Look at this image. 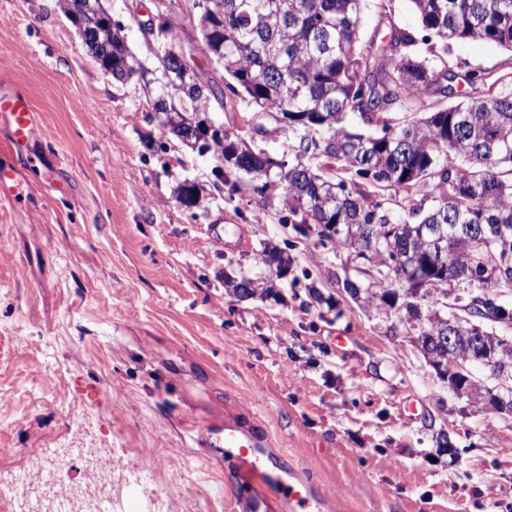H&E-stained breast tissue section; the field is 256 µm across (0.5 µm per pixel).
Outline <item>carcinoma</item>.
<instances>
[{"instance_id": "cac0c4a2", "label": "carcinoma", "mask_w": 512, "mask_h": 512, "mask_svg": "<svg viewBox=\"0 0 512 512\" xmlns=\"http://www.w3.org/2000/svg\"><path fill=\"white\" fill-rule=\"evenodd\" d=\"M363 0H209L210 11L224 14V27L206 55L222 47L225 88L204 79V95L190 100L179 84L162 78L152 109L162 100L183 104L187 115L224 106V91L268 116L279 114L288 126L285 167H263L255 150L234 134L213 139L207 150L225 160L223 183L235 189L230 175H246L253 191L264 196L269 182L288 187V213L302 236L303 224H337L333 233H316L320 243L346 249L372 267L370 287L345 279L353 298L391 302L393 293L427 275L454 279L472 276L484 294L507 289L504 281L484 277L483 240L494 237L492 252L512 260V71L483 79L449 57L453 42L495 43L512 52V0H409L418 18L415 28L391 24L383 35L364 42L360 36ZM95 60H103L112 78H138L149 84L148 70L130 51L125 28L104 25L100 39L85 43ZM464 87V99L440 101ZM394 112L416 114L390 123ZM373 186L403 195L406 216L388 199L365 191ZM423 191L420 199L412 197ZM361 224L353 236L348 225ZM443 225L448 241L436 244ZM444 248L447 270L429 266ZM460 314L506 326L512 315L483 301L464 302Z\"/></svg>"}]
</instances>
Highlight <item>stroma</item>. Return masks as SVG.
Wrapping results in <instances>:
<instances>
[{"instance_id": "stroma-1", "label": "stroma", "mask_w": 512, "mask_h": 512, "mask_svg": "<svg viewBox=\"0 0 512 512\" xmlns=\"http://www.w3.org/2000/svg\"><path fill=\"white\" fill-rule=\"evenodd\" d=\"M148 67L139 22L165 15L176 51L215 82L196 50L194 0H104ZM486 71L511 56L487 42L451 49ZM20 80L55 172L0 206V468L71 438L73 419L112 454V512H231L224 469L194 424L251 405L274 449L324 491L322 512H512V422L448 388L409 342V326L340 286L367 284L348 251L283 224L284 192L248 177L217 191L213 154L186 148L155 120L142 82L104 74L56 0H0V80ZM245 104L211 109L225 130L254 134ZM65 186L53 192L43 180ZM196 211L174 199L183 180ZM288 247V277L260 260ZM274 282L239 298L225 276ZM110 317H103V310ZM452 431L459 456L437 448Z\"/></svg>"}]
</instances>
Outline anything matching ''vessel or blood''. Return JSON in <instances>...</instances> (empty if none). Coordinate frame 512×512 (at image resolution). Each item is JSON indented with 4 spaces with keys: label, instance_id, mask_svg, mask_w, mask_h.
Listing matches in <instances>:
<instances>
[{
    "label": "vessel or blood",
    "instance_id": "vessel-or-blood-1",
    "mask_svg": "<svg viewBox=\"0 0 512 512\" xmlns=\"http://www.w3.org/2000/svg\"><path fill=\"white\" fill-rule=\"evenodd\" d=\"M41 129L31 100L15 85L0 83V202L11 205L31 195L28 167L40 162L31 146ZM197 447L224 459L234 475L232 512H315L320 496L309 479L289 466L288 456L272 451L259 431L233 418H214L194 429Z\"/></svg>",
    "mask_w": 512,
    "mask_h": 512
}]
</instances>
